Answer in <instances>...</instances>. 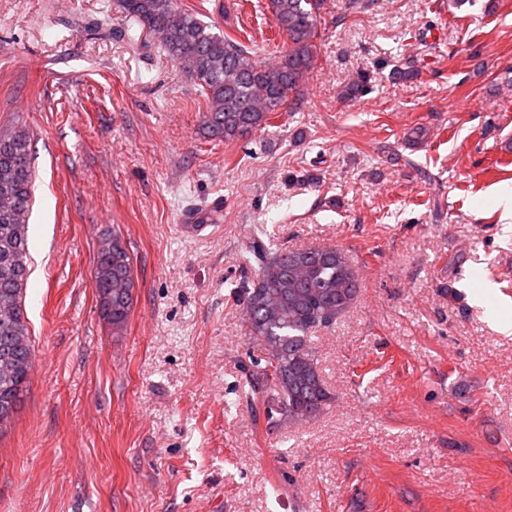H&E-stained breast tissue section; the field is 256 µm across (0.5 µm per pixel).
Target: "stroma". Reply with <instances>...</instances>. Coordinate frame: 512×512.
Instances as JSON below:
<instances>
[{"instance_id":"stroma-1","label":"stroma","mask_w":512,"mask_h":512,"mask_svg":"<svg viewBox=\"0 0 512 512\" xmlns=\"http://www.w3.org/2000/svg\"><path fill=\"white\" fill-rule=\"evenodd\" d=\"M327 3L297 112L224 141L119 0H0V128L29 130L36 177L34 367L0 512H512V0ZM262 4L202 19L270 52ZM254 228L358 274L315 339L331 403L304 421L252 399L234 293ZM112 229L135 281L117 332L92 280ZM222 209L219 203L211 206L191 210L183 215V223L188 224V228L194 232H201L207 227V224H216L218 216L221 214Z\"/></svg>"}]
</instances>
